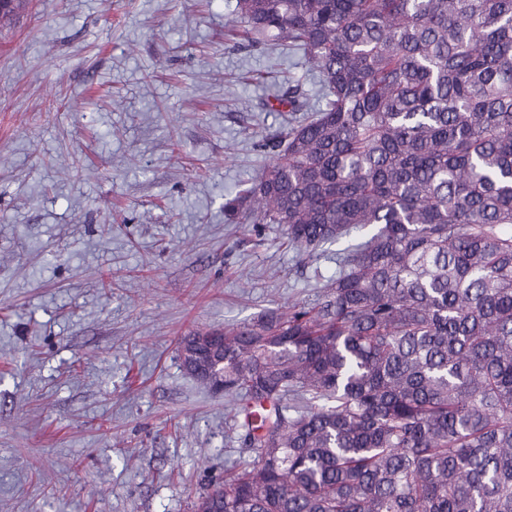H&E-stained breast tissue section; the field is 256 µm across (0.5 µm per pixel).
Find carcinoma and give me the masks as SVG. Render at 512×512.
Here are the masks:
<instances>
[{"label":"carcinoma","mask_w":512,"mask_h":512,"mask_svg":"<svg viewBox=\"0 0 512 512\" xmlns=\"http://www.w3.org/2000/svg\"><path fill=\"white\" fill-rule=\"evenodd\" d=\"M322 88L224 208L338 271L224 328L252 464L195 512H512V0H237Z\"/></svg>","instance_id":"carcinoma-1"}]
</instances>
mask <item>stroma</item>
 Masks as SVG:
<instances>
[{"label":"stroma","instance_id":"35a3bbf8","mask_svg":"<svg viewBox=\"0 0 512 512\" xmlns=\"http://www.w3.org/2000/svg\"><path fill=\"white\" fill-rule=\"evenodd\" d=\"M237 0H21L0 15V512H193L250 460L178 359L195 330L315 303L276 224L224 211L283 130L300 54ZM72 160L69 177L52 161Z\"/></svg>","mask_w":512,"mask_h":512}]
</instances>
